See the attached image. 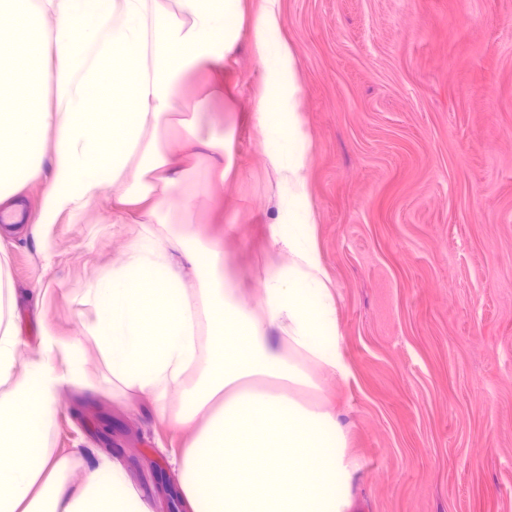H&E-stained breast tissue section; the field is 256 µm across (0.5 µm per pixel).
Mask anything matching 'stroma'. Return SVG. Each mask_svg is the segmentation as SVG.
<instances>
[{
  "mask_svg": "<svg viewBox=\"0 0 512 512\" xmlns=\"http://www.w3.org/2000/svg\"><path fill=\"white\" fill-rule=\"evenodd\" d=\"M243 0L241 36L210 110L235 137L233 172L194 216L220 238L249 293L272 241L276 188L254 119L262 92ZM295 50L307 194L336 295L345 378L321 395L341 411L360 467L349 512H512V0H277ZM46 182L21 196L28 221L0 225L29 356L68 340L78 300L135 225L90 206L39 221ZM89 386L62 391L50 443L84 467L118 461L155 512H182L169 464L187 435L144 395L113 397L96 351Z\"/></svg>",
  "mask_w": 512,
  "mask_h": 512,
  "instance_id": "35a3bbf8",
  "label": "stroma"
}]
</instances>
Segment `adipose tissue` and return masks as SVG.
<instances>
[{
    "label": "adipose tissue",
    "mask_w": 512,
    "mask_h": 512,
    "mask_svg": "<svg viewBox=\"0 0 512 512\" xmlns=\"http://www.w3.org/2000/svg\"><path fill=\"white\" fill-rule=\"evenodd\" d=\"M242 16V0H105L88 19L75 0H0V209L12 213L20 188L45 177L42 223L100 204L113 225L137 227L80 298L74 338L45 331L36 359L22 348L0 250V512H152L119 463L86 469L75 486V457L49 445L60 390L87 381L88 341L113 394L149 395L160 420L189 434L176 461L188 512H346L359 463L335 407L317 395L348 367L306 193L297 60L278 36L276 0L254 27L255 119L284 192L258 295L245 292L223 241L193 224L230 149L209 107L224 95ZM175 115L204 170L160 141Z\"/></svg>",
    "instance_id": "1"
}]
</instances>
